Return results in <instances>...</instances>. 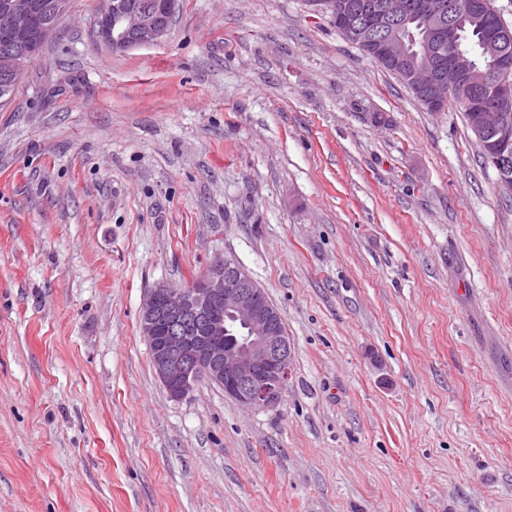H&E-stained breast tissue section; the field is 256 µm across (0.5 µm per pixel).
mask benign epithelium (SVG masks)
<instances>
[{"mask_svg":"<svg viewBox=\"0 0 512 512\" xmlns=\"http://www.w3.org/2000/svg\"><path fill=\"white\" fill-rule=\"evenodd\" d=\"M332 12L336 29L377 60L399 68L410 87L435 113L447 107L446 92L464 94L463 107L476 113V136L483 155L495 164L503 186L512 188V116L497 111L474 90L482 73L464 69L455 59L419 62L397 30L409 21L425 27L426 51L446 49L456 38L448 21L447 0H312ZM175 0L158 7H134L123 0H97L92 44L127 52L157 44L167 35ZM20 36L45 41L54 26L34 28L27 0L15 4L9 18ZM501 98L512 97V59H499ZM140 328L151 352L154 372L169 397L186 398L203 379L224 387V394L249 408L274 405L292 370V346L278 310L264 302L260 288L233 259L218 258L187 288L158 284L140 308Z\"/></svg>","mask_w":512,"mask_h":512,"instance_id":"7a95c632","label":"benign epithelium"}]
</instances>
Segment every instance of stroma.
I'll list each match as a JSON object with an SVG mask.
<instances>
[{
  "label": "stroma",
  "instance_id": "35a3bbf8",
  "mask_svg": "<svg viewBox=\"0 0 512 512\" xmlns=\"http://www.w3.org/2000/svg\"><path fill=\"white\" fill-rule=\"evenodd\" d=\"M67 15L0 110V512H512V190L310 0ZM236 260L278 403L172 400L147 289ZM175 7L173 0H160L159 7H134L123 0H97L92 44L112 52L157 44L169 32Z\"/></svg>",
  "mask_w": 512,
  "mask_h": 512
}]
</instances>
